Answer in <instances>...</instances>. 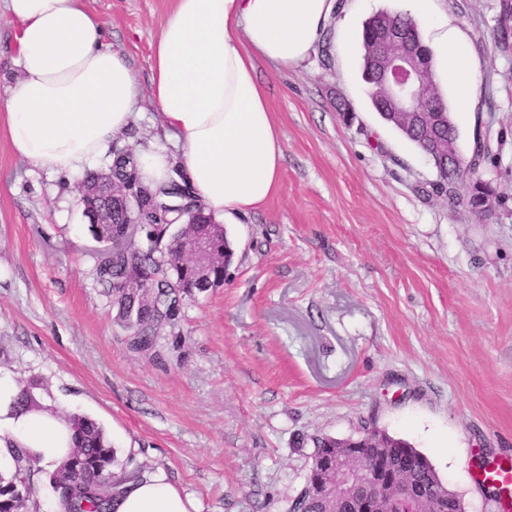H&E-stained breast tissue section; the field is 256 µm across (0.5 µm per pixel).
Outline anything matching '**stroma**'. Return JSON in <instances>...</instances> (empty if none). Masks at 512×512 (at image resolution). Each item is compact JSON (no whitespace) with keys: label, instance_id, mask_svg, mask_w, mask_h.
<instances>
[{"label":"stroma","instance_id":"1","mask_svg":"<svg viewBox=\"0 0 512 512\" xmlns=\"http://www.w3.org/2000/svg\"><path fill=\"white\" fill-rule=\"evenodd\" d=\"M499 0H435L479 66L453 120L503 199L497 221L429 195L437 172L373 110L362 52L321 42L299 66L257 60L283 135L280 188L226 225L222 287L186 297L169 354L129 352L94 280L83 173L34 167L0 128V381L99 423L119 461L164 473L197 512H286L317 436L366 422L423 452L466 512H502L474 476L512 457V51ZM136 73L111 144L164 138L151 41L170 0H84ZM348 113L336 110L337 102Z\"/></svg>","mask_w":512,"mask_h":512}]
</instances>
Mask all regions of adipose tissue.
<instances>
[{"label":"adipose tissue","instance_id":"adipose-tissue-1","mask_svg":"<svg viewBox=\"0 0 512 512\" xmlns=\"http://www.w3.org/2000/svg\"><path fill=\"white\" fill-rule=\"evenodd\" d=\"M432 32L439 80L468 111L478 63L464 33L439 19L431 0H405ZM335 0H171L151 43L150 95L180 147L186 180L208 211L236 221L278 191L283 143L256 59L299 65L329 26ZM20 26L18 80L0 103L12 149L39 168L75 171L100 157L138 104L137 77L105 40V24L82 0H0ZM15 441L43 462L70 455L66 416L32 409L11 419ZM161 473L127 483L112 512H190Z\"/></svg>","mask_w":512,"mask_h":512}]
</instances>
